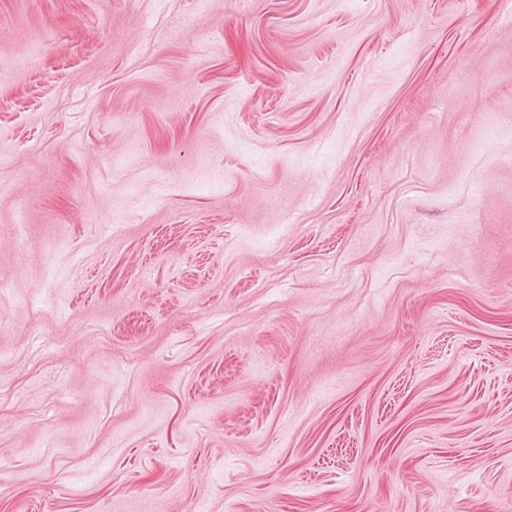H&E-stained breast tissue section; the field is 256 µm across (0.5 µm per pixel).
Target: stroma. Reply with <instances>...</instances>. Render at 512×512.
<instances>
[{"instance_id": "1", "label": "stroma", "mask_w": 512, "mask_h": 512, "mask_svg": "<svg viewBox=\"0 0 512 512\" xmlns=\"http://www.w3.org/2000/svg\"><path fill=\"white\" fill-rule=\"evenodd\" d=\"M0 512H512V0H0Z\"/></svg>"}]
</instances>
